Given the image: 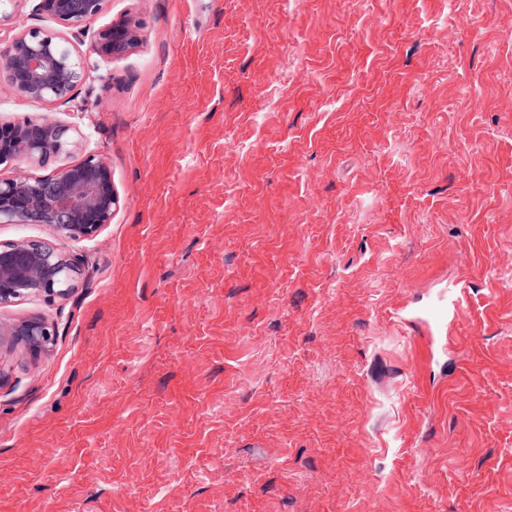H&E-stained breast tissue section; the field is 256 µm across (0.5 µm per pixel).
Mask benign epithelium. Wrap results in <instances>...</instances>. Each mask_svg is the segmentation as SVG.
<instances>
[{"label":"benign epithelium","mask_w":512,"mask_h":512,"mask_svg":"<svg viewBox=\"0 0 512 512\" xmlns=\"http://www.w3.org/2000/svg\"><path fill=\"white\" fill-rule=\"evenodd\" d=\"M105 0H40V8L76 38L103 9ZM138 42L137 26L122 21L94 37L102 56L120 53ZM84 63L56 34L31 29L16 36L0 60V72L18 94L45 103L69 97L81 81ZM76 139L70 126L32 118L0 121V165L26 160L38 165L70 153ZM119 196L112 171L89 155L41 177L0 179V224H43L59 239L85 240L112 223ZM80 275L76 261L50 242L20 239L0 242V307L22 299L65 296ZM54 328L41 318L0 321V352L18 346L34 356L49 351Z\"/></svg>","instance_id":"7a95c632"}]
</instances>
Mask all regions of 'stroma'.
<instances>
[{
  "label": "stroma",
  "instance_id": "obj_1",
  "mask_svg": "<svg viewBox=\"0 0 512 512\" xmlns=\"http://www.w3.org/2000/svg\"><path fill=\"white\" fill-rule=\"evenodd\" d=\"M70 98L120 203L0 354V512H512V0H106ZM138 23L112 57L91 37ZM55 336L54 328L41 318L17 322L0 321V354L22 346L33 356L49 351Z\"/></svg>",
  "mask_w": 512,
  "mask_h": 512
}]
</instances>
